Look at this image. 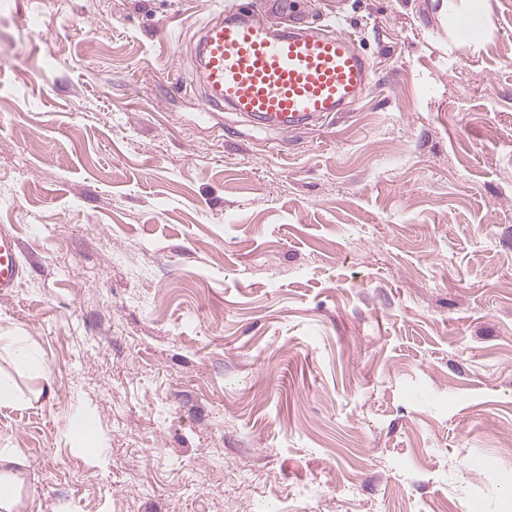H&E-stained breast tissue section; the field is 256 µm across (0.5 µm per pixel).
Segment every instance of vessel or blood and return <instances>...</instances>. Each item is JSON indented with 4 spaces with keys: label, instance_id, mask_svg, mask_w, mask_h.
<instances>
[{
    "label": "vessel or blood",
    "instance_id": "b4317fda",
    "mask_svg": "<svg viewBox=\"0 0 512 512\" xmlns=\"http://www.w3.org/2000/svg\"><path fill=\"white\" fill-rule=\"evenodd\" d=\"M335 15L328 31L300 26L276 32L273 15L237 4L219 8L201 29L196 80L204 107H230L280 130L347 111L372 79L353 32ZM12 229L0 226V295L25 272Z\"/></svg>",
    "mask_w": 512,
    "mask_h": 512
}]
</instances>
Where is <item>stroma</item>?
<instances>
[{"label":"stroma","instance_id":"1","mask_svg":"<svg viewBox=\"0 0 512 512\" xmlns=\"http://www.w3.org/2000/svg\"><path fill=\"white\" fill-rule=\"evenodd\" d=\"M468 5L252 0L374 66L279 132L201 106L217 0H0L26 512H512V0L460 47ZM0 350H7L12 361L35 377L47 380L49 370L46 359L17 331L0 328ZM70 433L83 448L86 456L95 464L105 466L104 459L98 451L99 427L94 416L89 412H80L70 424Z\"/></svg>","mask_w":512,"mask_h":512}]
</instances>
